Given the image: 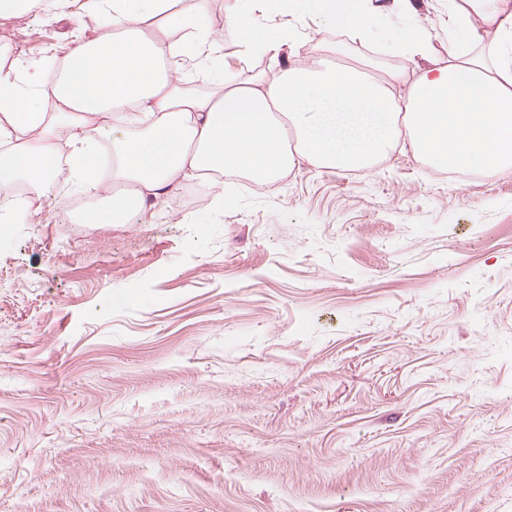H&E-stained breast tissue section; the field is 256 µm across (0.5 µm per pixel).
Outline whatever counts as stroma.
Segmentation results:
<instances>
[{
  "label": "stroma",
  "mask_w": 512,
  "mask_h": 512,
  "mask_svg": "<svg viewBox=\"0 0 512 512\" xmlns=\"http://www.w3.org/2000/svg\"><path fill=\"white\" fill-rule=\"evenodd\" d=\"M339 62L402 65L388 32ZM240 79L316 55L304 18ZM72 7L0 18V55L41 62L104 33ZM184 182L134 224H67L54 186L0 238V512H512V167L456 182L398 143L354 171L265 188Z\"/></svg>",
  "instance_id": "stroma-1"
}]
</instances>
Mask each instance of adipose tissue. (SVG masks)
<instances>
[{
    "label": "adipose tissue",
    "instance_id": "obj_1",
    "mask_svg": "<svg viewBox=\"0 0 512 512\" xmlns=\"http://www.w3.org/2000/svg\"><path fill=\"white\" fill-rule=\"evenodd\" d=\"M232 31L249 49L268 54L290 41L282 28L255 24L270 0H228ZM209 0H86L108 20L109 33L71 46L57 74L0 66V187L40 189L61 182L102 194L85 224H131L150 199L172 195L184 181L204 178L216 207L224 205L218 173L258 170L275 179L306 163L361 170L385 159L400 137L433 168L454 164L492 176L512 166V0H448L444 65L369 73L336 68L337 47L274 77L240 80L232 70L204 93L182 90L185 59L219 62ZM280 11L306 18L317 33L364 38L384 30L379 0H282ZM175 27L182 42L160 39L156 26ZM52 82L51 96L38 85ZM71 154L60 163L55 148ZM112 148V182L96 179L93 140Z\"/></svg>",
    "mask_w": 512,
    "mask_h": 512
}]
</instances>
